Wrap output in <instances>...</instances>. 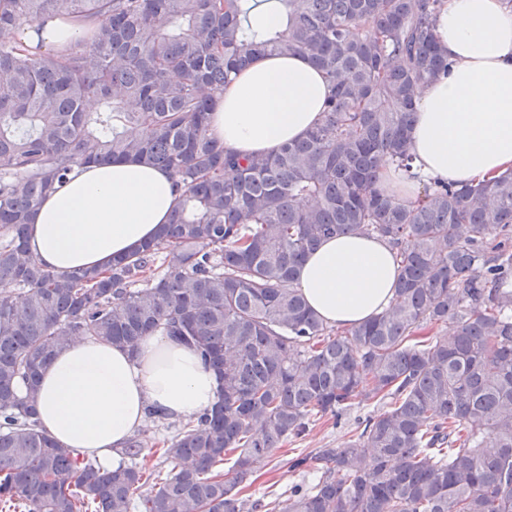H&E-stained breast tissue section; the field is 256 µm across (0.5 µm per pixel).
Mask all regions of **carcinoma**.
I'll use <instances>...</instances> for the list:
<instances>
[{"label": "carcinoma", "mask_w": 512, "mask_h": 512, "mask_svg": "<svg viewBox=\"0 0 512 512\" xmlns=\"http://www.w3.org/2000/svg\"><path fill=\"white\" fill-rule=\"evenodd\" d=\"M446 0H0V509L17 512H512V171L424 181L417 90L448 72ZM91 19L62 55L17 34ZM302 54L332 94L306 137L243 158L208 134L231 74ZM422 190L379 185L381 159ZM133 160L170 173L169 223L105 271L60 274L25 244L29 217L74 168ZM343 234L396 249L395 298L329 326L296 286L304 257ZM453 327L452 340L435 329ZM164 333L219 378L216 402L158 449L110 470L36 418L41 368L74 336L135 355ZM386 409L339 448L298 455L312 480L285 501L242 495L314 418Z\"/></svg>", "instance_id": "1"}]
</instances>
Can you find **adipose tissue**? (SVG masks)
<instances>
[{"label": "adipose tissue", "instance_id": "adipose-tissue-1", "mask_svg": "<svg viewBox=\"0 0 512 512\" xmlns=\"http://www.w3.org/2000/svg\"><path fill=\"white\" fill-rule=\"evenodd\" d=\"M86 30V23L53 18L22 40L58 52ZM436 33L452 66L418 93L415 165L424 177L457 185L493 179L512 169V10L504 0H447ZM329 93L302 56L258 57L220 95L210 134L243 156L274 153L320 120ZM176 197L172 176L160 168L125 162L78 169L31 219L28 248L57 272L107 268L156 235ZM397 276L387 242L347 234L306 256L297 286L317 315L348 328L389 304ZM217 390L216 373L172 337H145L135 356L75 337L41 373L38 420L61 445L109 469L148 409L185 421L210 409Z\"/></svg>", "mask_w": 512, "mask_h": 512}]
</instances>
